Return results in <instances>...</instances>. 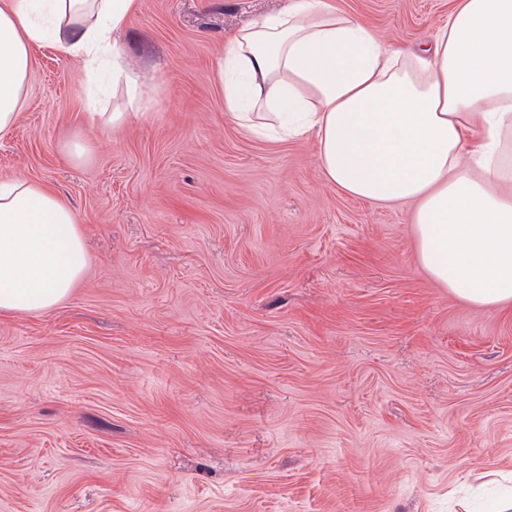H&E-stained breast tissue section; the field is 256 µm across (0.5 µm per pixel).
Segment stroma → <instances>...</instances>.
I'll return each instance as SVG.
<instances>
[{
  "label": "stroma",
  "mask_w": 512,
  "mask_h": 512,
  "mask_svg": "<svg viewBox=\"0 0 512 512\" xmlns=\"http://www.w3.org/2000/svg\"><path fill=\"white\" fill-rule=\"evenodd\" d=\"M286 3L140 0L122 42L151 80L109 130L80 62L33 47L0 179L56 191L88 265L0 317V512H488L507 486L512 311L435 283L412 205L224 109L225 38ZM334 3L402 49L453 6Z\"/></svg>",
  "instance_id": "stroma-1"
}]
</instances>
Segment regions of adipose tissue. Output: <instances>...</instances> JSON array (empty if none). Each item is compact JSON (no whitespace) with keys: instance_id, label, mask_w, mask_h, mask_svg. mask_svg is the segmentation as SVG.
Listing matches in <instances>:
<instances>
[{"instance_id":"adipose-tissue-1","label":"adipose tissue","mask_w":512,"mask_h":512,"mask_svg":"<svg viewBox=\"0 0 512 512\" xmlns=\"http://www.w3.org/2000/svg\"><path fill=\"white\" fill-rule=\"evenodd\" d=\"M138 0H0V139L26 105L31 47L51 42L95 69L112 60L122 107L90 100L113 128L138 110L142 79L119 36ZM237 124L313 137L326 180L374 203L411 202L429 275L475 306H512V0H455L432 40L385 46L324 0H288L237 28L219 61ZM87 265L71 207L27 179L0 180V316L45 312Z\"/></svg>"}]
</instances>
